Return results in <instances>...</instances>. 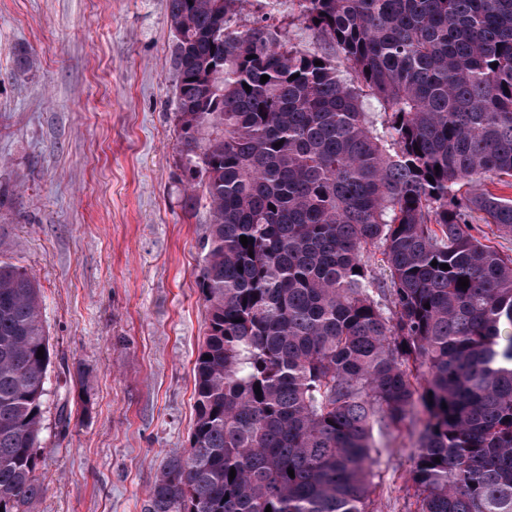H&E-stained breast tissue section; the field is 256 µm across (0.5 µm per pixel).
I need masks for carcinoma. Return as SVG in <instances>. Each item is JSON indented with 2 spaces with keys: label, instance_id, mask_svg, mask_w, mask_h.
Returning a JSON list of instances; mask_svg holds the SVG:
<instances>
[{
  "label": "carcinoma",
  "instance_id": "carcinoma-1",
  "mask_svg": "<svg viewBox=\"0 0 512 512\" xmlns=\"http://www.w3.org/2000/svg\"><path fill=\"white\" fill-rule=\"evenodd\" d=\"M274 2L314 46L236 26L248 0H168L207 319L145 512H367L373 428L411 421L415 512H512V257L479 236L512 239V0ZM41 306L0 261L3 512L46 492Z\"/></svg>",
  "mask_w": 512,
  "mask_h": 512
}]
</instances>
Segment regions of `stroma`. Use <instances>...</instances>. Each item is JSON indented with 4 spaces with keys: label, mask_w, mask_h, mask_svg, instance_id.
<instances>
[{
    "label": "stroma",
    "mask_w": 512,
    "mask_h": 512,
    "mask_svg": "<svg viewBox=\"0 0 512 512\" xmlns=\"http://www.w3.org/2000/svg\"><path fill=\"white\" fill-rule=\"evenodd\" d=\"M173 41L168 0H0V261L54 351L37 512H143L189 446L210 214L184 207ZM373 438L368 512H414V434Z\"/></svg>",
    "instance_id": "stroma-1"
}]
</instances>
